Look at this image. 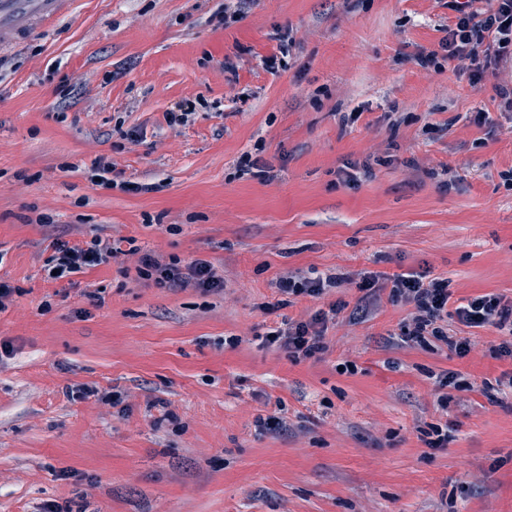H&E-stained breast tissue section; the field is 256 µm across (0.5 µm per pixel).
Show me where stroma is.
<instances>
[{
	"instance_id": "obj_1",
	"label": "stroma",
	"mask_w": 512,
	"mask_h": 512,
	"mask_svg": "<svg viewBox=\"0 0 512 512\" xmlns=\"http://www.w3.org/2000/svg\"><path fill=\"white\" fill-rule=\"evenodd\" d=\"M453 21L448 0H75L0 52V278L23 290L0 312V512H512V403L482 392L512 371L495 330L460 358L401 343L404 303L356 314L352 283L286 307L274 287L417 272L512 299V69L417 65ZM247 152L261 173L240 174ZM98 156L159 191L94 185ZM95 234L210 261L225 287L145 284L131 253L45 278L54 238ZM338 300L321 358L260 343ZM444 370L467 385L443 407ZM279 402L285 428L259 432ZM315 274V273H312ZM352 279L344 275L319 274L305 276L299 272H287L276 279V288L282 296L298 297L301 295L320 298L332 288H339Z\"/></svg>"
}]
</instances>
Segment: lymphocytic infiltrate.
I'll return each mask as SVG.
<instances>
[{
    "instance_id": "obj_1",
    "label": "lymphocytic infiltrate",
    "mask_w": 512,
    "mask_h": 512,
    "mask_svg": "<svg viewBox=\"0 0 512 512\" xmlns=\"http://www.w3.org/2000/svg\"><path fill=\"white\" fill-rule=\"evenodd\" d=\"M448 8L455 14V24L441 40L439 51H424L417 55L419 66L438 67V56L443 53L448 59L462 62L472 83L476 84L489 70L501 63L512 62V0H448ZM50 248L52 254L46 260L45 270L55 273L60 280L106 264L120 252L117 244L98 235L82 243L57 238ZM136 274L138 279L159 288L191 285L204 293L224 288L223 274L203 260L185 262L173 256L164 261L147 252L141 255ZM347 281L344 275L318 273L305 276L287 272L277 278L276 288L280 295L287 297L318 298ZM358 289L371 301H379L381 291L385 290L391 300L412 306L413 312L401 328L404 344L425 346L434 338L462 358L470 352L471 341L458 334V326L491 328L499 334L495 357L512 360V300L486 294L456 304L452 301L448 279L427 280L413 272L394 275L386 287L380 284L378 277L365 276ZM343 308V303L335 302L328 309L318 311L310 320L282 322L269 329L264 341L277 346L296 362L320 357L328 349L325 342L328 324Z\"/></svg>"
}]
</instances>
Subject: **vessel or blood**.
<instances>
[{"label": "vessel or blood", "instance_id": "obj_1", "mask_svg": "<svg viewBox=\"0 0 512 512\" xmlns=\"http://www.w3.org/2000/svg\"><path fill=\"white\" fill-rule=\"evenodd\" d=\"M75 0H0V50L67 16Z\"/></svg>", "mask_w": 512, "mask_h": 512}]
</instances>
